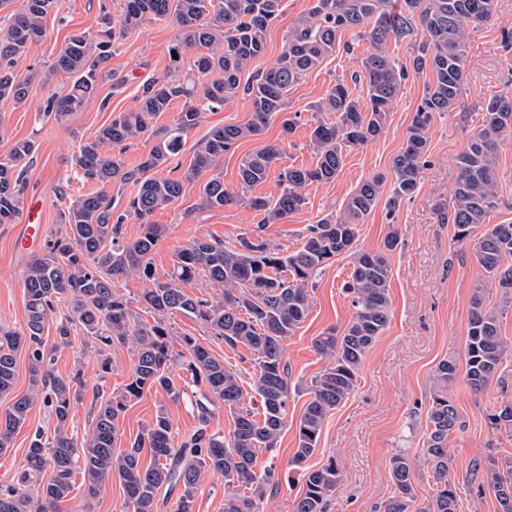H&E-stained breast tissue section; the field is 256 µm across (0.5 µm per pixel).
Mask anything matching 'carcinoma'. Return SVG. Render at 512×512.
Instances as JSON below:
<instances>
[{
  "label": "carcinoma",
  "mask_w": 512,
  "mask_h": 512,
  "mask_svg": "<svg viewBox=\"0 0 512 512\" xmlns=\"http://www.w3.org/2000/svg\"><path fill=\"white\" fill-rule=\"evenodd\" d=\"M11 20L0 26V99L25 102L28 87L39 77L46 82L57 75L73 79L70 90L47 100V111L60 123L83 110L99 82L112 76L110 61L115 32L73 34L46 70L21 76L17 61L29 46L45 35V23L55 0H0V12L15 2ZM282 0H125L120 33H129L142 22L172 17L178 29L171 50L173 73L142 85L138 107L119 112L79 146L73 157L80 180L97 190L70 201L61 211L62 227L44 240L41 252L28 262L23 285L26 323L22 331L0 329V395L12 392L16 357L28 356L30 388L0 419V453L11 447L35 401H42L52 415L51 426L32 435L25 455L26 467L13 482L0 485V512H58L74 490L81 474L85 503L92 504L101 490L118 479L123 492V512H156L157 494H176L170 512H193L194 491L207 474L224 477V512H260L272 470H257L259 451L277 447L285 426L292 392L285 342L310 313L313 280L341 256L351 258L350 280L344 284L353 309L344 329H325L315 337L316 352L329 360L306 390L309 395L297 427L298 445L290 465L303 470L304 487L294 512H326L327 501L341 481V471L330 461L319 468L305 467L317 451L328 415L354 391L366 353L385 331L390 314V254L399 244V233L390 229L372 251L356 249L359 226L385 199L387 216L419 187L422 159L429 129L436 114L454 109L460 95L467 62L466 29L488 22L496 0H312L313 5L288 32L277 62L252 81L241 76L265 50L264 33L280 13ZM355 34L368 42L351 81H336L316 105L319 112H333L336 121L317 122L310 139L315 162L310 167L290 166L279 173L281 193L243 197L224 186L218 172L224 156L239 141L259 140L268 127L280 121L292 133L297 115L286 112L288 90L308 71L336 52L341 35ZM420 37L412 60L417 73L429 71L433 83L420 99L408 127L407 138L392 160L394 183L382 197L386 176L362 181L348 197L343 214L308 228L301 246L292 252L264 238L265 225L280 223L301 211L309 185L336 179L343 164V148L363 145L386 129L389 106L397 98L405 69L387 54L391 41ZM188 52L196 53L197 74L179 75ZM366 86V99L354 86ZM244 93L251 115L243 124L212 127L193 148L185 170L175 177L157 172L183 149V133L196 127L203 113L224 107V102ZM183 101L175 125L163 133L150 126L156 115ZM512 137V96L495 94L485 105L483 128L456 158L458 170L451 200L437 205L443 224H451L454 240L471 247L485 271L486 284L471 296V315L462 359L438 363L433 375L432 403L427 412L424 455L432 472L431 499L421 512H457L460 489L451 478L448 437L462 428V415L448 398V387L463 377L470 389L481 392L501 379L502 365L512 359V340L501 334L500 317L512 307V223L487 224L498 208L497 158L500 144ZM152 143L135 170L125 169L123 151L136 141ZM109 146L112 152L104 151ZM34 142L18 140L0 158V224L17 223L24 211L25 167ZM284 154L282 144L266 143L242 157V187L265 182ZM211 173L208 180L200 177ZM134 181L137 190L125 213L113 216L108 188L114 182ZM197 208L212 210L245 205L261 215L258 224L242 232L237 244L196 239L174 254L172 269L159 279L151 254L164 236L152 216L184 197L190 190ZM134 218L143 234L124 240L122 224ZM204 274L220 290L214 298L190 297L184 285ZM136 276L152 283L140 302L153 313V322L138 319L130 301L120 294L116 281ZM495 288L501 306H488L487 294ZM192 318L212 330L232 349L242 347L256 357L257 375L246 389L237 372L224 364L207 344L193 336L180 337L181 351L171 349L166 320L173 314ZM55 324L56 347H72L74 333H83V349L97 356L102 375L112 370L109 351L128 347L133 359L129 382L121 391L94 395L91 431L78 437L73 430L72 409L85 398L82 369L62 378L54 374L46 354L43 331ZM187 371L199 387L193 395L198 426L174 442L166 410L124 449H117L119 417L126 402L144 389L162 390L173 401L187 395L172 375L174 367ZM259 397L262 413L248 408L245 399ZM222 405L233 417L230 439L209 429L213 408ZM493 428H512V401L500 405L490 417ZM149 450L152 463L141 462ZM51 470L46 483L38 481ZM394 493L375 506V512H412L415 502V468L404 454L390 460ZM471 483L489 486L501 507L512 512V466L505 472L492 456L472 462Z\"/></svg>",
  "instance_id": "cac0c4a2"
}]
</instances>
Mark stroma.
I'll return each instance as SVG.
<instances>
[{
  "instance_id": "obj_1",
  "label": "stroma",
  "mask_w": 512,
  "mask_h": 512,
  "mask_svg": "<svg viewBox=\"0 0 512 512\" xmlns=\"http://www.w3.org/2000/svg\"><path fill=\"white\" fill-rule=\"evenodd\" d=\"M311 0H282V13L264 34L265 51L243 73V81L273 66L281 54L288 31L306 14ZM109 12L113 25H120L124 0H56L46 20V35L32 43L19 62L20 72L30 68L47 69L70 35L97 30L102 12ZM512 31V0H496L490 21L467 30V63L459 99L450 112L437 114L429 131L425 165L418 192L404 201L394 218H387L384 207L376 209L359 227L357 245L377 248L390 228H397L400 243L390 256L391 313L387 329L367 352L355 390L327 417L310 467L335 461L342 480L331 496L326 512H373L377 503L388 498L393 486L389 476L392 456L405 453L419 474L415 484L418 506H425L432 479L423 457L426 413L431 403L432 377L437 364L447 357H462L470 315V297L476 284L485 282V273L474 261L470 249L453 239L452 225L440 223L435 207L448 201L457 177L456 158L470 137L482 127L484 107L490 96L512 94V48H504L503 31ZM177 29L172 19L143 22L116 40L112 47L111 68L125 83L113 87L111 81L99 84L85 108L68 122L57 123L44 113L48 97L65 94L71 80L56 76L50 84L33 81L25 104L0 100V155L11 144L29 139L35 152L27 164L26 201H39L38 221L44 233L59 227L62 198L91 192L90 184L80 181L72 159L80 143L113 114L136 108L144 82L164 76L169 68V49ZM343 48L309 71L288 91V110L298 113V125L291 135H283L280 124L267 129L268 141H283L285 154L280 167L308 166L313 161L310 128L316 121H331V112H318L316 103L325 97L336 80L351 78L366 43L343 34ZM396 64L412 65L408 41L388 47ZM429 73H413L403 83L393 102L384 133L367 144L345 151L336 180L312 184L306 189L307 203L286 222L267 225L264 236L282 249L299 248L310 224L327 216H337L348 196L366 178L377 174L392 176V160L400 151L413 112L427 85ZM250 101L238 95L226 101L223 109L203 115L199 124L184 136V147L177 160L188 164L193 146L210 128L243 123L250 116ZM500 205L488 221L512 222V139L501 146L497 161ZM195 194H187L172 207L158 211L154 223L163 225L165 235L152 255L157 276L171 268L175 251L196 239H219L234 244L243 230L257 224L259 216L245 206L221 210H199ZM17 227L0 224V328L21 329L26 321L23 274L31 250L16 242ZM351 273L349 259L341 258L317 277L311 293L312 307L299 330L288 339L284 359L294 389L276 448L259 457L260 467H274L275 482L261 504V512H294L303 485L301 472L290 469L297 446V426L307 396L305 388L321 372L327 360L313 347V340L326 328L345 326L352 308L342 291ZM171 336H192L209 345L215 354L251 384L255 374L254 357L249 351L231 349L224 341L209 336L199 322L177 314L167 321ZM46 352L52 357L56 374L68 376L81 366L88 390L120 391L132 371L133 360L127 348L113 347L112 371L99 377L94 353L81 346L55 350L53 326H46ZM448 395L459 409L464 426L448 438L452 459L451 477L460 489L458 512H498L492 491L476 492L470 483L473 459L494 451L502 465L512 464V430L493 429L490 416L502 401H512V361L503 382H494L481 393H474L462 381L453 384ZM166 408L176 437L195 430L197 420L188 401L173 402L163 391L153 389L131 400L119 419V447H126L146 426L159 408ZM50 417L42 402H35L25 426L16 434L12 448L0 455V485L11 483L25 466V453L36 429L47 428Z\"/></svg>"
}]
</instances>
